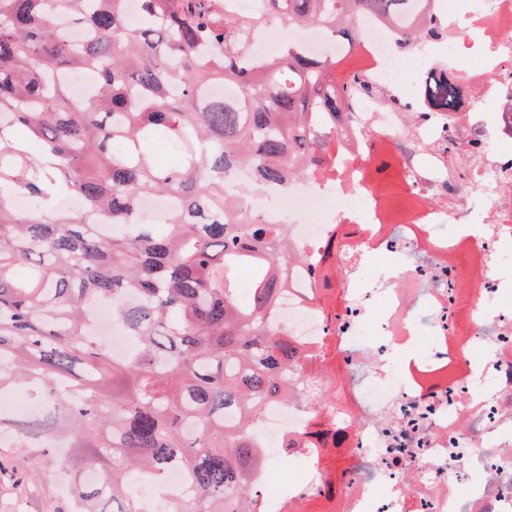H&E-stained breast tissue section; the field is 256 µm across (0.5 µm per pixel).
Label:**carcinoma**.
Here are the masks:
<instances>
[{
	"mask_svg": "<svg viewBox=\"0 0 512 512\" xmlns=\"http://www.w3.org/2000/svg\"><path fill=\"white\" fill-rule=\"evenodd\" d=\"M0 0V395L25 391L34 413L0 419V436L84 448L70 473L78 512H260L254 473L267 454L251 432L262 407L293 397L302 352L271 320L302 257L288 226L260 224L239 203L324 162L317 116L336 115L330 65L286 41L262 65L244 59L255 26L322 25L354 46L358 13L407 20L424 0ZM88 71L80 106L66 77ZM435 107L464 96L434 80ZM164 140L166 163L149 145ZM19 196L34 201L18 208ZM78 196L104 220L63 207ZM173 203L162 223L141 201ZM251 271L241 291L237 274ZM137 344L112 356L89 330L87 304ZM112 462L102 486L83 471ZM184 471L191 494L170 496Z\"/></svg>",
	"mask_w": 512,
	"mask_h": 512,
	"instance_id": "cac0c4a2",
	"label": "carcinoma"
}]
</instances>
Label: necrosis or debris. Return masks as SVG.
I'll return each instance as SVG.
<instances>
[{
  "instance_id": "4bbe7bcc",
  "label": "necrosis or debris",
  "mask_w": 512,
  "mask_h": 512,
  "mask_svg": "<svg viewBox=\"0 0 512 512\" xmlns=\"http://www.w3.org/2000/svg\"><path fill=\"white\" fill-rule=\"evenodd\" d=\"M425 8L441 36L407 48L374 14L355 16L352 48L304 30L346 92L321 124L326 163L268 186L259 215L287 225L303 256L274 320L303 352L305 386L330 400L319 412L273 402L257 421L266 512L318 497L331 512H512V310L496 304L512 287V0ZM442 76L465 90L457 111L432 109ZM89 313L111 353L130 355L111 306ZM421 336L438 343L400 360ZM480 344L489 351L475 364ZM331 450L344 464L336 479L320 465ZM285 456L302 484L273 486Z\"/></svg>"
}]
</instances>
